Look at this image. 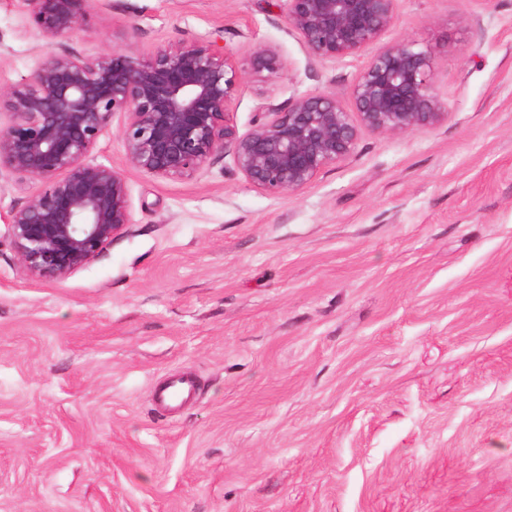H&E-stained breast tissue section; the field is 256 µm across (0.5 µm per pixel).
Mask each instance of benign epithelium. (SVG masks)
<instances>
[{
  "label": "benign epithelium",
  "mask_w": 512,
  "mask_h": 512,
  "mask_svg": "<svg viewBox=\"0 0 512 512\" xmlns=\"http://www.w3.org/2000/svg\"><path fill=\"white\" fill-rule=\"evenodd\" d=\"M47 36L87 25L91 0H23ZM285 23L318 59L355 56L380 41L397 0H284ZM256 74L282 71L278 51L257 49ZM239 69L206 37L178 39L142 54L114 47L88 60L49 56L27 79L0 84V168L40 184L10 215L8 230L24 270L41 281L67 278L91 263L131 224L120 168L89 155L124 116V166L160 179H191L232 157L254 187L296 192L347 158L361 130L391 134L435 127L445 116L432 52L413 41L382 47L351 87L353 110L310 94L284 108L260 106L245 132L231 119ZM357 114L358 120L352 119Z\"/></svg>",
  "instance_id": "benign-epithelium-1"
}]
</instances>
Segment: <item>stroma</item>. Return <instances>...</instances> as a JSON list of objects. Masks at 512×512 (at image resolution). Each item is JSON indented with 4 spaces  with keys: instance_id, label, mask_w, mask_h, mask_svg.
I'll use <instances>...</instances> for the list:
<instances>
[{
    "instance_id": "stroma-1",
    "label": "stroma",
    "mask_w": 512,
    "mask_h": 512,
    "mask_svg": "<svg viewBox=\"0 0 512 512\" xmlns=\"http://www.w3.org/2000/svg\"><path fill=\"white\" fill-rule=\"evenodd\" d=\"M220 37L257 107L350 91L375 54L312 57L283 0H92L43 35L0 0V82L52 54ZM429 49L435 128L362 131L299 191L231 157L126 173L127 232L61 281L24 270L0 170V512H512V0H398ZM275 47L280 76L246 70ZM198 397L159 413L154 387Z\"/></svg>"
}]
</instances>
